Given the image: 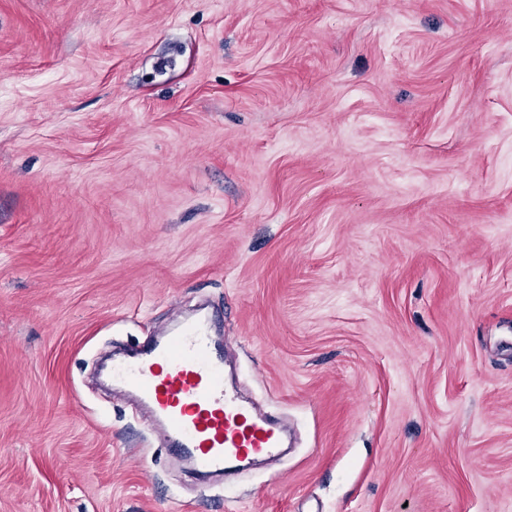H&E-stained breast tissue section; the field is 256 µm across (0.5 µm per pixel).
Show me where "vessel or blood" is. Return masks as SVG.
Wrapping results in <instances>:
<instances>
[{
  "label": "vessel or blood",
  "instance_id": "1",
  "mask_svg": "<svg viewBox=\"0 0 512 512\" xmlns=\"http://www.w3.org/2000/svg\"><path fill=\"white\" fill-rule=\"evenodd\" d=\"M212 321L209 315L178 320L170 335L114 363L111 378L146 410L173 461L230 477L252 461L278 456L284 437L267 414L227 385V353L210 333Z\"/></svg>",
  "mask_w": 512,
  "mask_h": 512
}]
</instances>
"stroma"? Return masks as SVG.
Here are the masks:
<instances>
[{
    "label": "stroma",
    "instance_id": "stroma-1",
    "mask_svg": "<svg viewBox=\"0 0 512 512\" xmlns=\"http://www.w3.org/2000/svg\"><path fill=\"white\" fill-rule=\"evenodd\" d=\"M203 301L230 483L94 377ZM0 512H512V0H0Z\"/></svg>",
    "mask_w": 512,
    "mask_h": 512
}]
</instances>
